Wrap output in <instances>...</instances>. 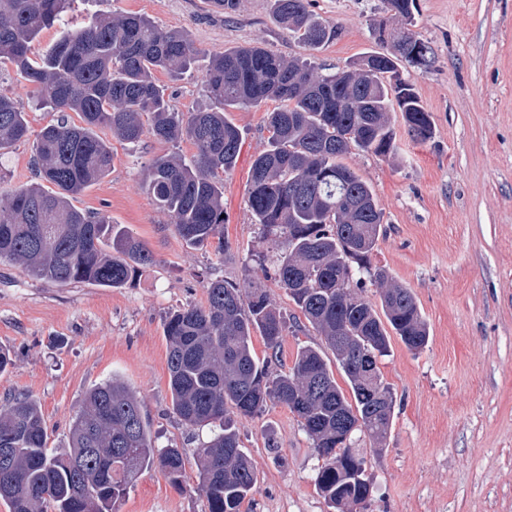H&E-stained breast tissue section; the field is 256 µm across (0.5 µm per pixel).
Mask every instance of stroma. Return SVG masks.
Masks as SVG:
<instances>
[{
	"label": "stroma",
	"instance_id": "35a3bbf8",
	"mask_svg": "<svg viewBox=\"0 0 512 512\" xmlns=\"http://www.w3.org/2000/svg\"><path fill=\"white\" fill-rule=\"evenodd\" d=\"M417 30L434 51L429 69L408 68L435 134L427 142L407 133L402 113L391 115L397 154L382 159L358 150L347 164L375 189L384 234L373 264L410 288L428 324L430 341L409 351L392 340L381 370L396 399L384 445L360 437L372 493L356 512H512V0H416ZM341 34L311 50L272 16V0H239L235 12L211 0H73L63 24L46 30L33 54L56 41L62 27L95 15L138 13L160 26L187 30L204 52L260 45L308 58L332 72L373 48L369 32L382 0H309ZM181 112L206 105L204 71L157 73ZM0 93L27 112L32 131L57 115L37 107L32 88L11 65H0ZM274 100L230 110L242 131L235 168L224 176V239L229 254L190 249L145 192L155 157L196 149L144 135L139 145L113 140L107 177L75 201L104 210L153 253L156 263L122 288L85 283L56 287L21 266L0 261V346L12 363L0 373V400L27 395L41 406L49 447H68L69 426L86 392L118 378L140 397L160 448H187L191 433L170 410V311L206 302L212 279H250L278 308H297L274 278L247 206L249 170L265 147L264 121ZM31 143L0 153L7 191L36 182ZM240 442L259 484L249 512H337L319 492L322 465L311 439L288 407L277 402L236 420ZM197 468L187 459L182 489L162 472L145 471L119 512H208L196 490Z\"/></svg>",
	"mask_w": 512,
	"mask_h": 512
}]
</instances>
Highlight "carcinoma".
I'll return each instance as SVG.
<instances>
[{"label": "carcinoma", "mask_w": 512, "mask_h": 512, "mask_svg": "<svg viewBox=\"0 0 512 512\" xmlns=\"http://www.w3.org/2000/svg\"><path fill=\"white\" fill-rule=\"evenodd\" d=\"M70 0H0V63L9 62L35 86L37 106L58 113L32 140L40 182L0 192V260L34 278L65 287L88 283L122 288L154 265L152 252L102 211L85 212L77 195L112 168L107 129L127 143L145 132L157 140H189L196 155L160 157L144 188L191 249L222 254L224 174L234 169L242 132L230 108L278 100L267 113V148L250 168L248 206L262 243L276 248L280 287L336 356L351 396L336 382L324 353L298 348L293 365L272 372L286 318L266 289L226 280L205 285L207 303L165 319L172 413L211 436L191 449L197 490L209 512H243L258 489V473L240 445L232 416H254L270 402L288 407L323 463L317 486L339 512L371 494L364 461L345 446L363 433L376 444L390 432L395 399L379 367L391 335L423 349L429 328L411 289L372 264L383 213L370 183L344 162L357 149L378 157L397 150L390 113L403 112L408 135L432 137L433 121L402 69L412 54L434 52L412 30L414 0H384L409 27L370 23L376 49L332 73L306 59L261 46L208 56L205 96L195 112H178L155 78L180 75L201 51L185 30L159 26L135 13L100 14L64 30L31 55L40 34L60 22ZM274 18L309 49L339 36V26L315 16L306 0H274ZM80 116L77 125L69 113ZM27 112L0 94V151L29 140ZM374 286L380 304L364 292ZM269 351L256 357L253 336ZM42 410L29 396L0 403V500L10 512H118L137 476L160 469L182 488L186 452L155 446L138 394L114 378L91 389L72 419L65 452L47 448Z\"/></svg>", "instance_id": "carcinoma-1"}]
</instances>
